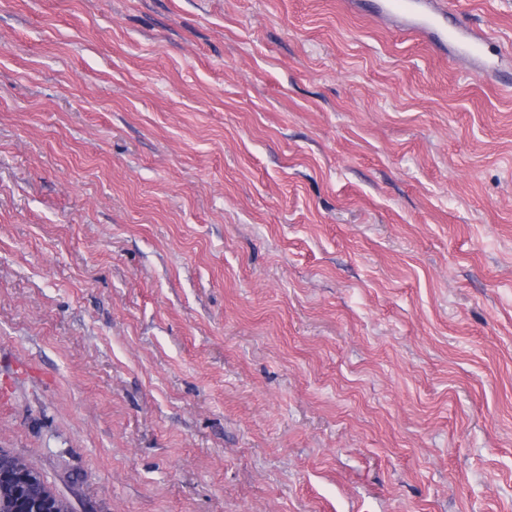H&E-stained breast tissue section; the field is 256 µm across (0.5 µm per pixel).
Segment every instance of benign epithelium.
<instances>
[{
  "instance_id": "7a95c632",
  "label": "benign epithelium",
  "mask_w": 512,
  "mask_h": 512,
  "mask_svg": "<svg viewBox=\"0 0 512 512\" xmlns=\"http://www.w3.org/2000/svg\"><path fill=\"white\" fill-rule=\"evenodd\" d=\"M0 509L3 512H71L38 472L0 451Z\"/></svg>"
}]
</instances>
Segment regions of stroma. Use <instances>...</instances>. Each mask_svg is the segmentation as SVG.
<instances>
[{"mask_svg":"<svg viewBox=\"0 0 512 512\" xmlns=\"http://www.w3.org/2000/svg\"><path fill=\"white\" fill-rule=\"evenodd\" d=\"M371 0H0V450L72 512H512L497 69Z\"/></svg>","mask_w":512,"mask_h":512,"instance_id":"1","label":"stroma"}]
</instances>
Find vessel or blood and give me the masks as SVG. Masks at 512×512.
Here are the masks:
<instances>
[{
	"label": "vessel or blood",
	"instance_id": "vessel-or-blood-1",
	"mask_svg": "<svg viewBox=\"0 0 512 512\" xmlns=\"http://www.w3.org/2000/svg\"><path fill=\"white\" fill-rule=\"evenodd\" d=\"M383 14L401 22L404 35L423 41L437 48H454L461 55H468L491 68L492 62L485 54L488 36L466 25L456 24L445 0H380Z\"/></svg>",
	"mask_w": 512,
	"mask_h": 512
}]
</instances>
